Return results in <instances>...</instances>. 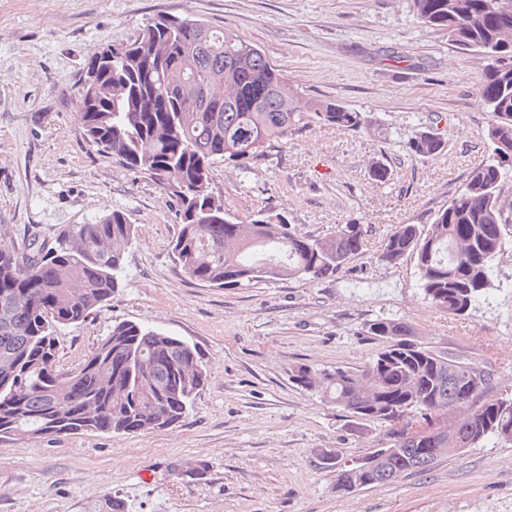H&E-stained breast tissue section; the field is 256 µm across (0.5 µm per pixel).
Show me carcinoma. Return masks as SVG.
<instances>
[{
    "label": "carcinoma",
    "mask_w": 512,
    "mask_h": 512,
    "mask_svg": "<svg viewBox=\"0 0 512 512\" xmlns=\"http://www.w3.org/2000/svg\"><path fill=\"white\" fill-rule=\"evenodd\" d=\"M421 24L448 33L490 63L479 89L491 113L490 154L469 173L465 187L429 224H399L377 252L396 265L411 256L425 297L464 317L494 287L493 261L512 226V0H414ZM287 83L261 49L231 30L173 14L151 20L126 44L90 57L80 84L88 142L149 175L175 201L181 225L172 242L176 262L193 280L216 288L252 282L335 276L365 246L362 225L340 224L322 238L291 233L269 215L243 222L224 210L210 189L211 166L246 163L283 136L296 110L284 105ZM316 119L336 127L361 126L360 113L313 102ZM416 156L441 152L428 130L415 131ZM133 237L126 214L114 210L89 224H69L52 243H30V253L0 251V435L99 432L139 434L181 421L205 385L195 346L161 330L119 322L78 366L55 368V329L85 320L112 300L125 273ZM366 333L392 341L360 368L313 371L299 366L293 380L363 420L394 430L393 449L356 488L422 472L439 457L489 441L512 443V398H476L492 374L411 339L403 321L375 320ZM465 409L445 439L420 435L424 424ZM321 464L349 481L338 455Z\"/></svg>",
    "instance_id": "1"
}]
</instances>
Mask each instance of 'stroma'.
Wrapping results in <instances>:
<instances>
[{"instance_id": "35a3bbf8", "label": "stroma", "mask_w": 512, "mask_h": 512, "mask_svg": "<svg viewBox=\"0 0 512 512\" xmlns=\"http://www.w3.org/2000/svg\"><path fill=\"white\" fill-rule=\"evenodd\" d=\"M161 13L236 31L283 70L299 112L287 136L245 165L215 163L211 187L241 220L284 216L303 237L357 222L366 245L328 279L207 287L175 262V205L150 177L88 143L85 62L135 39ZM487 61L415 19L413 0H0V247L23 250L115 210L135 228L114 298L60 327L68 371L131 321L198 350L207 382L185 418L139 435L82 432L0 439V512H512V444L466 448L426 471L343 493L320 457L351 462L391 446V427L360 420L292 378L357 368L386 345L375 320L408 323L418 343L490 370L512 392V232L495 288L469 318L425 299L413 258L376 259L398 224L430 223L487 155L491 116L478 88ZM360 113L357 129L314 120L309 105ZM431 130L444 150L406 146ZM388 167L375 180L376 164ZM203 478H181L189 462Z\"/></svg>"}]
</instances>
